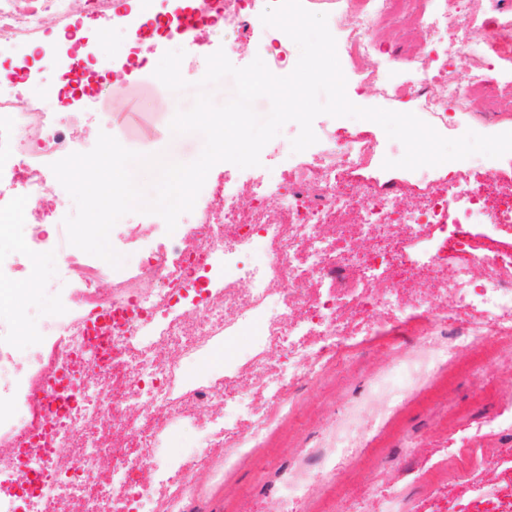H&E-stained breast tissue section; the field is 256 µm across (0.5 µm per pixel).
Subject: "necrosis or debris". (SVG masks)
<instances>
[{
	"instance_id": "4bbe7bcc",
	"label": "necrosis or debris",
	"mask_w": 512,
	"mask_h": 512,
	"mask_svg": "<svg viewBox=\"0 0 512 512\" xmlns=\"http://www.w3.org/2000/svg\"><path fill=\"white\" fill-rule=\"evenodd\" d=\"M153 2L0 0V59L19 63L0 80V222L16 226L24 242L21 249L0 252V281L27 284L34 256L47 245L56 263L44 288L49 296L69 300L34 317L19 304L13 322H0V337L23 335L29 323L48 343L26 352L0 346V398L13 396L19 381L28 384L16 424L0 430V512H185L197 470L157 471L115 440L134 423L141 447H155L163 427L221 402L223 392L208 380L188 379L184 365L239 328L259 329L250 370L276 405L275 411L256 414L247 439L255 445L276 418L293 414L297 382L323 377L345 339L362 343L376 336L372 308L387 309L396 322L417 315L444 322L470 311L481 317L477 325L456 323L448 334L428 330L418 353H397L393 369L406 383L389 391L387 404L378 409L382 416L388 403L428 389L440 374L460 373L464 359L476 366L489 361L502 341L512 340V260L474 250L452 262L438 248L416 267L397 256L400 238L450 222L511 225L512 181L498 170L475 179L462 170L430 183L415 202L384 194L358 179L377 154L376 139L366 134L340 136L326 128L315 148L289 164L284 179L259 171L211 185L181 230L156 240L149 258L121 273L91 264L69 244L63 222L46 223L48 205L66 194L52 163L100 133L99 124L73 109L85 86L108 81L109 110L123 111L133 63L159 42L184 50L180 72L186 79L204 74L207 57L219 49L261 56L277 76L288 75L298 61L296 44L282 30L268 27L262 40L252 37L253 22L268 0H194L200 24L187 27L168 16L146 37L144 18L153 14ZM409 2L423 51L394 60L381 47L390 36L392 0H303L307 9L327 15L336 42L360 60L353 73L360 87L376 88L389 101L413 102L459 137L471 128L475 91L495 76L499 82L485 115H512V61L498 54L499 44L512 41V15L490 17L492 0ZM84 18L122 33L120 59L86 35ZM50 30L65 41L44 53L42 36ZM457 46L469 60L463 74L455 66ZM50 73L55 85L47 90ZM246 198L252 201L247 209ZM366 236L378 248L361 249L359 240ZM404 282L414 284V291L401 292ZM321 288L334 293L336 305L321 307ZM349 297L357 315L342 310L341 300ZM130 301L142 314L113 320L112 359L101 363L84 339L82 317L103 303ZM176 343L184 348L179 365L167 357ZM282 343L288 346L287 367L268 370L263 353ZM62 369L74 381L76 400L68 413L51 418L39 391ZM179 383L187 386L181 398L175 395ZM22 460L41 470L36 489L9 484ZM135 471L143 485L132 484ZM100 473L111 477L116 494H85L87 480Z\"/></svg>"
}]
</instances>
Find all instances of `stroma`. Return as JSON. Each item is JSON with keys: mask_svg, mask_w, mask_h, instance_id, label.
<instances>
[{"mask_svg": "<svg viewBox=\"0 0 512 512\" xmlns=\"http://www.w3.org/2000/svg\"><path fill=\"white\" fill-rule=\"evenodd\" d=\"M157 64L153 58L140 67L138 80L126 88L129 110L113 120L110 131L129 150L188 163L201 153L203 139L197 134H170L169 124L177 111L192 105L196 90L169 91L154 76ZM327 127L341 132L360 128L379 141L381 153L366 171L379 190L398 193L407 184L421 188L455 175L447 162L415 170L384 168V160L403 156L404 146L375 122L326 114L315 118L314 132ZM373 319L380 337L345 352L327 376L302 387L295 415L271 430L264 449L243 459L229 475L224 472L222 449H212L211 466L199 472L191 512H377L379 501L394 486L407 512H468L471 490L512 475V438L475 433L476 426L498 417L504 402L512 401V364L493 361L474 374L458 377L451 388L412 398L387 442H380L375 434L365 436L359 455L337 458L331 477L310 496L288 497L289 478L297 469L319 468V459L310 452L329 447L337 424L364 428L374 404L370 386L389 367L394 349L413 351L419 346L421 334L415 327L390 324L379 310ZM256 333V328H242L224 350L186 368L188 374L209 376L213 384L223 386L224 420L242 436L250 432L252 418L237 412L234 404L250 389L243 362L252 353ZM478 389L486 391L487 401L472 406L468 418L454 419L455 409L471 406V395ZM209 417V411H200L195 422L163 430L160 446L146 452L153 466L195 467L199 453L195 425Z\"/></svg>", "mask_w": 512, "mask_h": 512, "instance_id": "1", "label": "stroma"}]
</instances>
